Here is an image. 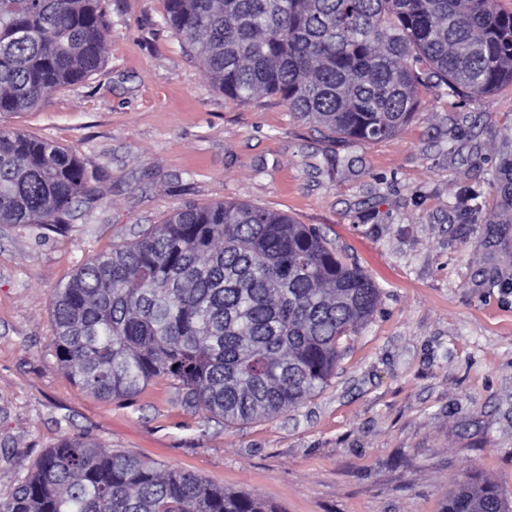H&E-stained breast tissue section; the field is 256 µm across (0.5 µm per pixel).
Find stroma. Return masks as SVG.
<instances>
[{
    "mask_svg": "<svg viewBox=\"0 0 512 512\" xmlns=\"http://www.w3.org/2000/svg\"><path fill=\"white\" fill-rule=\"evenodd\" d=\"M106 62L0 126L73 151L93 201L69 226L0 224V497L66 437L195 473L279 512H440L462 481L512 502V84L420 89L393 137L334 139L277 97L226 98L163 20L100 0ZM254 204L320 229L378 285L328 385L227 425L170 380L104 400L50 343L51 295L176 210Z\"/></svg>",
    "mask_w": 512,
    "mask_h": 512,
    "instance_id": "obj_1",
    "label": "stroma"
}]
</instances>
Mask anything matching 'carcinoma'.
Here are the masks:
<instances>
[{"mask_svg": "<svg viewBox=\"0 0 512 512\" xmlns=\"http://www.w3.org/2000/svg\"><path fill=\"white\" fill-rule=\"evenodd\" d=\"M98 0H0V115L43 106L105 61ZM165 24L224 95L277 96L350 140L394 136L424 82L453 92L512 84V12L497 0H165ZM90 189L76 154L0 128V224H64ZM380 289L314 227L236 202L188 207L81 266L52 294L69 377L102 398L157 377L226 424L297 408L327 385L340 341ZM0 512H274L261 499L66 437L0 498ZM442 512H512L464 481Z\"/></svg>", "mask_w": 512, "mask_h": 512, "instance_id": "carcinoma-1", "label": "carcinoma"}]
</instances>
